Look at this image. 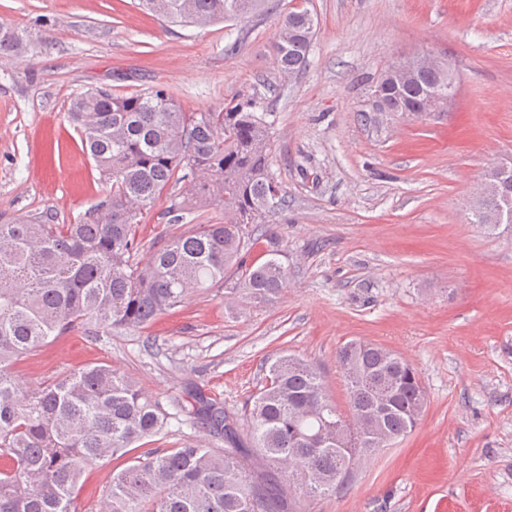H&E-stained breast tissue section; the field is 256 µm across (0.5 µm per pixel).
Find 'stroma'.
<instances>
[{
    "label": "stroma",
    "mask_w": 512,
    "mask_h": 512,
    "mask_svg": "<svg viewBox=\"0 0 512 512\" xmlns=\"http://www.w3.org/2000/svg\"><path fill=\"white\" fill-rule=\"evenodd\" d=\"M318 22L308 64L285 77L271 46L290 0L244 29L170 26L137 0H0L27 55L0 58V222L71 224L110 192L68 118L90 88L169 90L187 112L258 94L273 114L271 169L288 196L275 215L290 269L270 304L225 287L188 297L147 330L75 329L12 367L27 387L106 362L148 393L197 390L241 409L282 354L316 363L347 409L337 349L388 347L417 370L427 408L396 443L360 457L349 485L305 512H512V231L473 223L488 170L512 161V0H307ZM449 63L456 94L422 116L370 110V87L398 57ZM169 186L144 212L154 243L220 224L213 205L169 214ZM79 483V512H102L112 472Z\"/></svg>",
    "instance_id": "obj_1"
}]
</instances>
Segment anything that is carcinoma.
Wrapping results in <instances>:
<instances>
[{
  "instance_id": "1",
  "label": "carcinoma",
  "mask_w": 512,
  "mask_h": 512,
  "mask_svg": "<svg viewBox=\"0 0 512 512\" xmlns=\"http://www.w3.org/2000/svg\"><path fill=\"white\" fill-rule=\"evenodd\" d=\"M139 2L170 24L203 28L249 22L268 0ZM315 35L307 8L284 15L272 47L283 74L306 66ZM29 50L24 32L0 24V55ZM385 83L392 112H415L428 95L448 99L446 67H418L398 85L384 72L377 85ZM69 117L112 188L105 209L73 224H0V512H76L86 467L128 454L181 416L226 448L142 451L112 472L105 512H300L297 493H336L356 457L415 429L427 404L417 371L364 340L336 352L346 412L330 399L319 369L292 355L270 364L262 387L236 412L189 393L172 414L105 363L23 386L13 363L76 328L145 330L190 294L228 281L253 303L271 302L288 286L281 240L270 228L288 200L270 170L271 114L254 97L186 112L165 88L88 89L71 98ZM172 183L183 185L192 206L224 205V223L172 236L138 262L142 211ZM473 216L476 224L512 228L496 199ZM258 246L266 256L260 264L249 259Z\"/></svg>"
}]
</instances>
